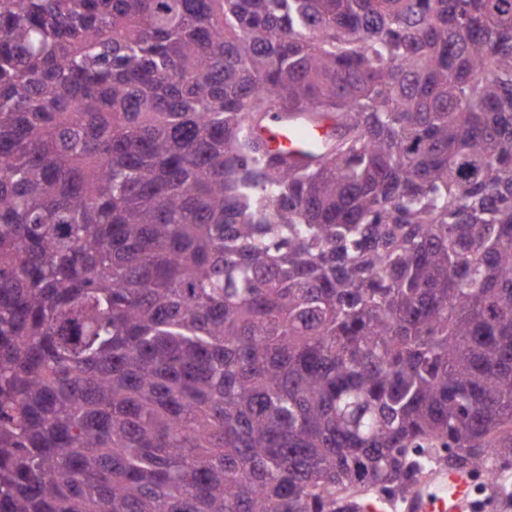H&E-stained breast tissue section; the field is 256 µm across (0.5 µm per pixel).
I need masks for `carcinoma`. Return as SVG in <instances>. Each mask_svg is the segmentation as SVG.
Returning a JSON list of instances; mask_svg holds the SVG:
<instances>
[{
    "label": "carcinoma",
    "mask_w": 512,
    "mask_h": 512,
    "mask_svg": "<svg viewBox=\"0 0 512 512\" xmlns=\"http://www.w3.org/2000/svg\"><path fill=\"white\" fill-rule=\"evenodd\" d=\"M439 449L512 468V0H0V512H377ZM329 132L327 125L297 129L282 119L271 118L264 129L265 143L274 150L299 151L307 145L324 139Z\"/></svg>",
    "instance_id": "carcinoma-1"
}]
</instances>
